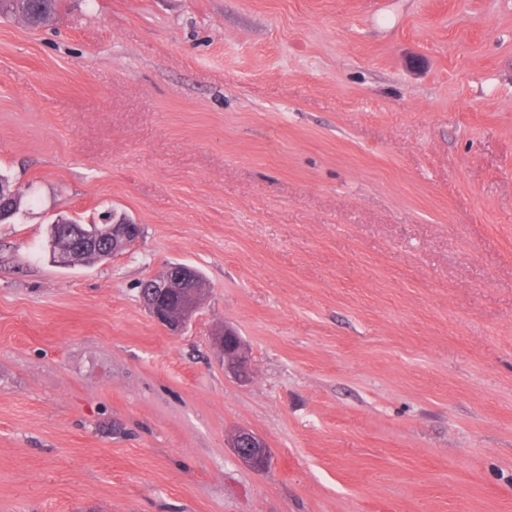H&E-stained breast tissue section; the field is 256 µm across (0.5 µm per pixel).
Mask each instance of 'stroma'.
Segmentation results:
<instances>
[{"label": "stroma", "instance_id": "1", "mask_svg": "<svg viewBox=\"0 0 512 512\" xmlns=\"http://www.w3.org/2000/svg\"><path fill=\"white\" fill-rule=\"evenodd\" d=\"M0 176V512H512V0L0 17ZM109 209L135 245L53 263ZM198 278L204 287L205 281L194 269L184 264L170 265L162 277L153 278L148 287H142L140 297L152 318L172 336L179 335L195 314L201 303ZM148 288V289H144ZM177 295L176 310L166 307L161 300ZM221 334V333H218ZM224 336L221 342H217V348L224 363V373L230 374L240 382L250 379V356L247 346L242 342L237 333L230 327H224L221 336H215L216 341ZM230 345L228 346V342ZM237 459L256 472L265 471L271 462V454L264 439L249 429H239L231 439Z\"/></svg>", "mask_w": 512, "mask_h": 512}]
</instances>
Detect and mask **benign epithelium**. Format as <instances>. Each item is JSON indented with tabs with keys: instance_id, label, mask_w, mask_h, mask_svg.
I'll return each mask as SVG.
<instances>
[{
	"instance_id": "obj_1",
	"label": "benign epithelium",
	"mask_w": 512,
	"mask_h": 512,
	"mask_svg": "<svg viewBox=\"0 0 512 512\" xmlns=\"http://www.w3.org/2000/svg\"><path fill=\"white\" fill-rule=\"evenodd\" d=\"M141 226L122 215H112V222L105 227L87 231L81 227L71 230L77 248L59 247L55 262L70 265L84 246L103 247L111 257L134 244L141 236ZM141 300L152 318L172 336L179 335L195 314L201 303L198 276L194 269L184 264L170 265L165 274L149 281L148 288L140 290ZM224 341L217 348L224 363V373L240 382L250 379V356L247 346L230 327H224ZM237 459L256 472L265 471L271 454L264 439L249 429H239L231 439Z\"/></svg>"
}]
</instances>
